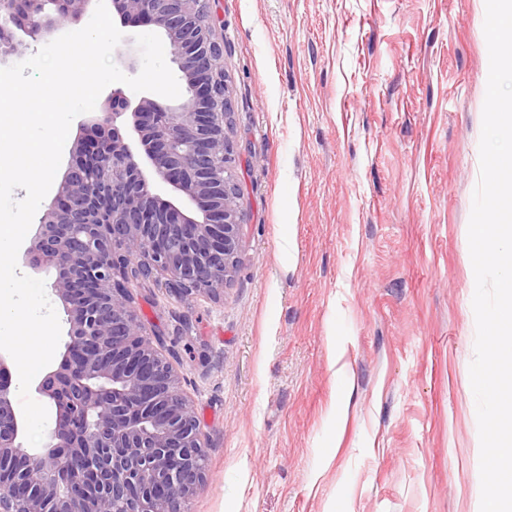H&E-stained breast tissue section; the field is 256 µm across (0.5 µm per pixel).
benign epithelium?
<instances>
[{"label":"benign epithelium","mask_w":512,"mask_h":512,"mask_svg":"<svg viewBox=\"0 0 512 512\" xmlns=\"http://www.w3.org/2000/svg\"><path fill=\"white\" fill-rule=\"evenodd\" d=\"M127 23L159 29L181 73L172 103H137L114 88L81 124L57 192L24 252L52 270L69 341L37 382L55 410L45 448L23 445L11 406L9 355L0 351V460L12 480L0 512H190L206 478V435L181 381L162 354L164 339L142 321L131 285L164 279L180 296H224L235 270L241 213V155L230 136L233 107L224 44L208 0H110ZM91 0H62L52 17L0 0L1 30L49 42ZM165 185L191 207L158 193Z\"/></svg>","instance_id":"7a95c632"}]
</instances>
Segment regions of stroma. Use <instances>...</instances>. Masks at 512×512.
<instances>
[{
	"instance_id": "1",
	"label": "stroma",
	"mask_w": 512,
	"mask_h": 512,
	"mask_svg": "<svg viewBox=\"0 0 512 512\" xmlns=\"http://www.w3.org/2000/svg\"><path fill=\"white\" fill-rule=\"evenodd\" d=\"M246 160L223 298L135 283L208 438L192 512H475L485 0H209Z\"/></svg>"
}]
</instances>
